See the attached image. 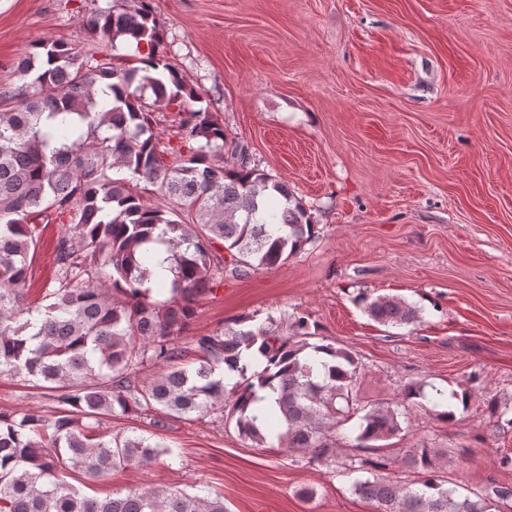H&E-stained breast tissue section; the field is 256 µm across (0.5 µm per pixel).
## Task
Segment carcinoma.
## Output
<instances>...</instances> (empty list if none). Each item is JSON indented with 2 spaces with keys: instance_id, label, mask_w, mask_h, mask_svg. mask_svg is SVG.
<instances>
[{
  "instance_id": "1",
  "label": "carcinoma",
  "mask_w": 512,
  "mask_h": 512,
  "mask_svg": "<svg viewBox=\"0 0 512 512\" xmlns=\"http://www.w3.org/2000/svg\"><path fill=\"white\" fill-rule=\"evenodd\" d=\"M99 51L40 41L16 65L20 84L0 92V375L32 379L63 406L47 416L0 411V512H227L220 496L146 488L89 497L64 479L70 470L102 478L149 465L168 446L100 431L103 418L159 409L178 417L218 414L257 448L278 446L327 461L328 433L345 421L358 365L351 352L315 341L303 316L240 317L178 341L199 298L230 273L272 269L314 238L302 203L228 139L197 93L160 52L150 0H112L83 24ZM135 42L142 66L119 63L116 41ZM154 104L178 109L164 163L152 124ZM167 198L148 203L140 182ZM54 214L55 287L46 304L27 303L28 258L40 224ZM224 245V251L216 249ZM166 247L173 278L152 280L149 245ZM165 290L168 299L154 298ZM386 327L421 319L393 296L365 300ZM151 366L141 386L130 377ZM426 399L408 384L397 404L359 416V448L378 449L401 430L402 408ZM404 460L415 486L383 478L352 488L378 512H500L512 487L491 483L464 497L438 474L433 448Z\"/></svg>"
}]
</instances>
